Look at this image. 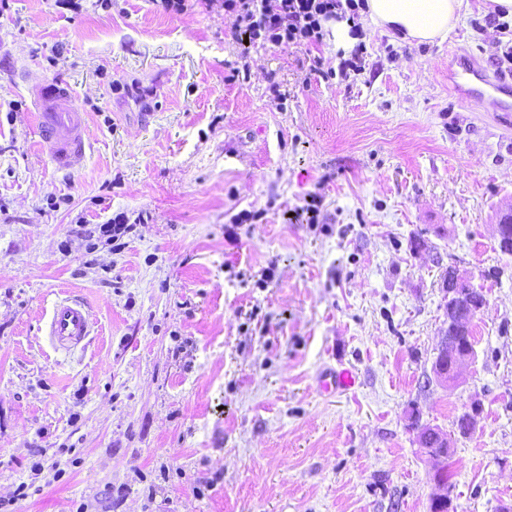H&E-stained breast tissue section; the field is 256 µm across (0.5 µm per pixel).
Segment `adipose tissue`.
<instances>
[{
    "label": "adipose tissue",
    "mask_w": 512,
    "mask_h": 512,
    "mask_svg": "<svg viewBox=\"0 0 512 512\" xmlns=\"http://www.w3.org/2000/svg\"><path fill=\"white\" fill-rule=\"evenodd\" d=\"M463 0H366L370 24L397 40L432 44L457 25Z\"/></svg>",
    "instance_id": "ef3b65f1"
}]
</instances>
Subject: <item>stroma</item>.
<instances>
[{
  "label": "stroma",
  "mask_w": 512,
  "mask_h": 512,
  "mask_svg": "<svg viewBox=\"0 0 512 512\" xmlns=\"http://www.w3.org/2000/svg\"><path fill=\"white\" fill-rule=\"evenodd\" d=\"M235 25L224 0H0V512H429L415 415L451 439L457 512H499L512 112L461 99L448 66L512 82V21L468 0L438 44L370 29L362 72L329 79L314 62L337 67L335 29L270 48ZM52 81L88 119L68 170L35 124ZM313 197L314 226L294 217ZM245 210L262 217L234 223ZM118 215L113 241L98 227ZM450 268L488 302L445 383ZM69 294L94 326L58 350L46 323ZM342 365L355 388L323 392Z\"/></svg>",
  "instance_id": "stroma-1"
}]
</instances>
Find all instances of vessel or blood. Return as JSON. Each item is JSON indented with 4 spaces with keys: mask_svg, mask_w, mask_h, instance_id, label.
I'll use <instances>...</instances> for the list:
<instances>
[{
    "mask_svg": "<svg viewBox=\"0 0 512 512\" xmlns=\"http://www.w3.org/2000/svg\"><path fill=\"white\" fill-rule=\"evenodd\" d=\"M448 79L463 98L490 94L496 96L498 108L512 112V89L504 80L490 78L486 69L474 61L460 58L449 69ZM36 121L40 142L50 161L60 169L77 165L86 152V115L75 105L69 85H44L35 100ZM93 321L80 300L66 297L56 301L48 322V336L58 349L78 346L89 335ZM357 378L348 368L324 373L320 387L331 393H345L356 385Z\"/></svg>",
    "mask_w": 512,
    "mask_h": 512,
    "instance_id": "1",
    "label": "vessel or blood"
}]
</instances>
